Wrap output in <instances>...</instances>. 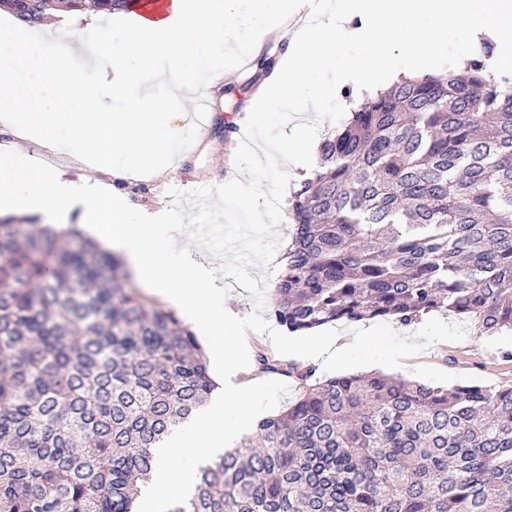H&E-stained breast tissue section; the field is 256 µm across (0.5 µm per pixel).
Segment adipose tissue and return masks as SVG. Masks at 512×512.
<instances>
[{
	"label": "adipose tissue",
	"mask_w": 512,
	"mask_h": 512,
	"mask_svg": "<svg viewBox=\"0 0 512 512\" xmlns=\"http://www.w3.org/2000/svg\"><path fill=\"white\" fill-rule=\"evenodd\" d=\"M293 0H171L166 14L123 19L121 51L96 22L77 43L82 67L69 65L59 45L42 66L29 64L36 43L32 27L0 30V211L62 215L82 208V230L122 252L133 276L167 302L187 324L208 336L217 370L236 361L223 341L225 326L244 319L229 309L224 280L214 263L199 261L201 247L163 211L132 212L114 181L156 174L154 159L171 152L181 115L177 103L197 84L216 87L227 72L224 45L235 39L255 53L266 38L287 40L273 78L257 93L258 113L277 115L300 100L320 108L328 96L315 74L330 69L355 95L375 93L400 73L431 69L448 30L470 40L494 37L493 70L512 68V0H318L305 23L292 29ZM370 43L368 59L355 63L351 49ZM163 84L154 96L149 82ZM122 99L106 111L101 90ZM36 139L67 154L89 178L74 183L61 168L34 165L21 143ZM248 391L234 388L157 448L158 466L148 497L157 512L185 501L199 465L215 460L247 433Z\"/></svg>",
	"instance_id": "obj_1"
}]
</instances>
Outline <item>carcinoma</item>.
<instances>
[{"instance_id": "cac0c4a2", "label": "carcinoma", "mask_w": 512, "mask_h": 512, "mask_svg": "<svg viewBox=\"0 0 512 512\" xmlns=\"http://www.w3.org/2000/svg\"><path fill=\"white\" fill-rule=\"evenodd\" d=\"M83 0H37L34 26ZM404 77L322 140L271 315L290 333L433 311L512 329V78ZM293 375L300 397L168 512H512V387ZM195 336L73 229L0 223V512H134L153 449L214 390Z\"/></svg>"}]
</instances>
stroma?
Returning a JSON list of instances; mask_svg holds the SVG:
<instances>
[{
	"mask_svg": "<svg viewBox=\"0 0 512 512\" xmlns=\"http://www.w3.org/2000/svg\"><path fill=\"white\" fill-rule=\"evenodd\" d=\"M229 63L238 69L231 84L210 90L211 110L206 129L189 150L172 153L164 178L127 177L117 185L131 209L165 208L171 202L166 191L188 185L196 189L225 183L236 175L229 149L236 137H225V127H244L250 111L257 73L256 60L238 45L229 47ZM353 336L340 367L313 359L309 365L317 377L378 372L433 387L464 385L512 386V331L487 336L467 320L434 312L400 333L391 320L370 319L343 324ZM266 384L254 393L255 419L285 409L298 393L294 377L266 374Z\"/></svg>",
	"mask_w": 512,
	"mask_h": 512,
	"instance_id": "stroma-1",
	"label": "stroma"
}]
</instances>
